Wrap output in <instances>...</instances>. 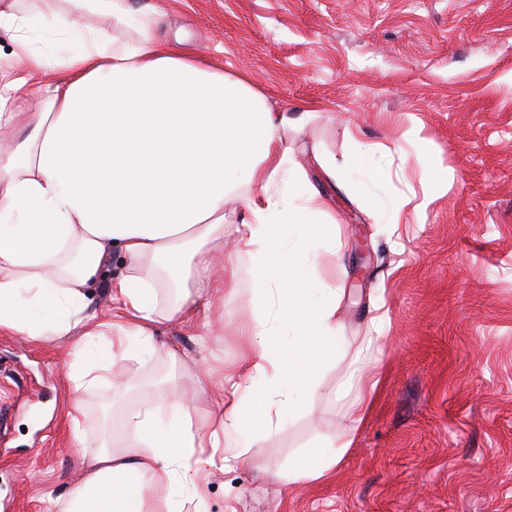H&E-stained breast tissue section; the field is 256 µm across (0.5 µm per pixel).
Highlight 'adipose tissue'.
Returning a JSON list of instances; mask_svg holds the SVG:
<instances>
[{
  "instance_id": "1",
  "label": "adipose tissue",
  "mask_w": 512,
  "mask_h": 512,
  "mask_svg": "<svg viewBox=\"0 0 512 512\" xmlns=\"http://www.w3.org/2000/svg\"><path fill=\"white\" fill-rule=\"evenodd\" d=\"M67 3L48 17L21 12L14 0L0 7V25L15 29V57L28 63L42 97L41 111H15L26 81L0 79V130L16 133L0 153V330L44 338L85 328L94 341L68 372L81 409L87 391L123 384L120 362L152 359L155 324L195 313L206 288L236 286L238 270L225 267L221 247L224 205L243 198L236 251L251 262L256 296L251 368L223 402L216 429L201 432L191 401L170 400L162 384L125 411L122 455L90 449L74 434L83 476L66 512H182L183 495H203L191 457L281 432L314 400L323 369L349 351H369L388 317L373 316L372 335L357 343L337 322L343 291L316 264L327 203L281 143L285 113L244 77L181 56L125 0ZM85 14L139 37L85 28ZM39 26L80 49L37 53L28 33ZM112 251L123 261L112 283L123 313L97 322L86 300ZM163 283L177 291L166 307ZM347 447L327 440L275 477L291 485L322 479Z\"/></svg>"
}]
</instances>
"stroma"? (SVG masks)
<instances>
[{"mask_svg":"<svg viewBox=\"0 0 512 512\" xmlns=\"http://www.w3.org/2000/svg\"><path fill=\"white\" fill-rule=\"evenodd\" d=\"M128 3L161 14L159 33L184 56L244 76L275 110L294 118L317 106L280 137L336 227L335 248L318 258L345 290L336 318L346 335H370L380 295L389 318L366 356L380 386L358 431L347 410L360 385L344 359L286 430L229 465L202 466L204 499L184 512H512V0ZM360 149L389 168L382 187L333 176ZM402 196L411 205L395 224L389 205ZM237 265V288L157 325L149 362L124 361L132 389L88 392L75 419L66 373L84 336L0 331V400L15 403L0 512H63L79 469L74 430L93 442L111 433L122 452L123 413L154 383L172 381L173 398L193 399L195 423L215 425L216 384L249 372L256 298L248 258ZM203 367L215 386L201 393ZM323 439L351 442L332 475L298 487L269 478Z\"/></svg>","mask_w":512,"mask_h":512,"instance_id":"35a3bbf8","label":"stroma"}]
</instances>
